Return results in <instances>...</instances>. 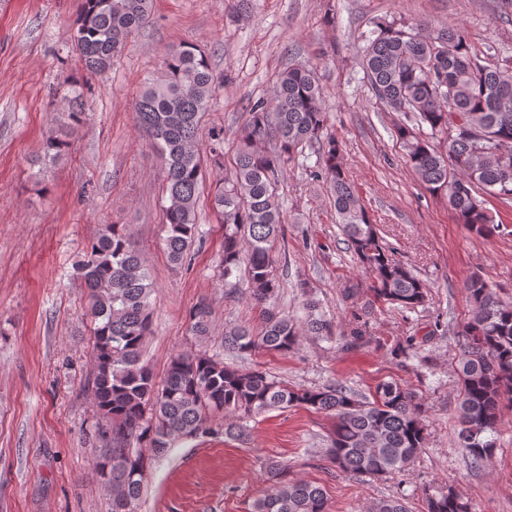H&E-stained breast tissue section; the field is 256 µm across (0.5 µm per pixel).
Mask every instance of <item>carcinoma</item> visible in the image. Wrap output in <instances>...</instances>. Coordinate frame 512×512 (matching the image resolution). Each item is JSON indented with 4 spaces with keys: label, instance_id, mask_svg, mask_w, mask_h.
<instances>
[{
    "label": "carcinoma",
    "instance_id": "carcinoma-1",
    "mask_svg": "<svg viewBox=\"0 0 512 512\" xmlns=\"http://www.w3.org/2000/svg\"><path fill=\"white\" fill-rule=\"evenodd\" d=\"M153 0H79L70 35L86 70L104 73L129 40L147 24ZM429 23L380 22L360 35L361 59L376 100L404 120L395 136L425 189L444 197L458 223L480 236L500 225L487 198L512 200V58L493 64L470 50L465 32L448 27L426 32ZM224 87L200 47L182 43L167 54L160 77L141 86L133 106L135 124L166 165L165 246L175 265L186 263L200 236L196 220L207 162L224 163V129L203 132L209 102ZM70 123L51 132L45 156L57 159L83 122V86L61 83ZM328 113L312 68L291 64L278 71L272 94L250 104L234 145L232 168L214 185L211 205L224 225L219 278L243 277L262 324L253 330L224 326V351L286 355L302 336H333L335 325L311 298L299 319L277 310L280 284L276 247L285 223L279 186L303 147L320 144L311 174L333 200L347 249L368 274L361 288L342 289L347 302L365 294L367 303L415 310L429 289L412 269L393 260L346 175L342 146L326 134ZM88 290L93 336L92 394L105 425L104 451L94 470L112 495V512H135L147 472L177 442L209 435L239 437L242 421L294 407L323 413L332 427L324 457L344 475L387 477L403 472L423 452L427 408L417 393L395 379L378 382L369 395L342 384L296 389L261 368L225 363L203 346L176 354L162 382L144 360L150 333L153 284L140 254L115 224H106L76 266ZM470 317L460 331L459 420L455 443L478 465L491 459L502 421L512 404V302L488 280L464 281ZM211 308L190 312V332L210 336ZM269 491L253 512H328L326 492L289 477L288 465L265 467ZM426 512H471L451 485L424 492ZM369 512H409L399 499H381Z\"/></svg>",
    "mask_w": 512,
    "mask_h": 512
}]
</instances>
